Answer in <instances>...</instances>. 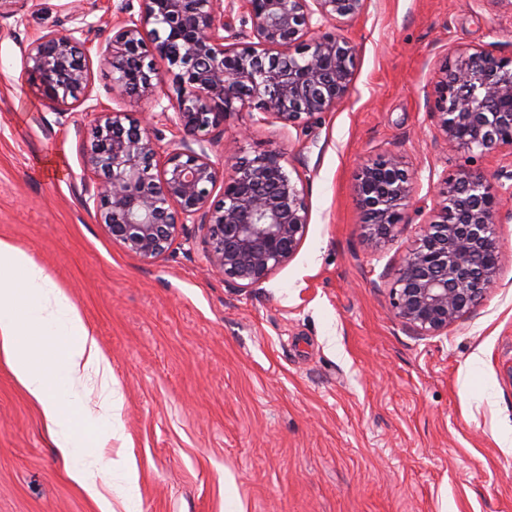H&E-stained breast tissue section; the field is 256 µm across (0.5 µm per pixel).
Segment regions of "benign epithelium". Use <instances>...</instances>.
Listing matches in <instances>:
<instances>
[{
  "label": "benign epithelium",
  "mask_w": 512,
  "mask_h": 512,
  "mask_svg": "<svg viewBox=\"0 0 512 512\" xmlns=\"http://www.w3.org/2000/svg\"><path fill=\"white\" fill-rule=\"evenodd\" d=\"M367 0H142L138 17L112 27L105 61L113 93L150 98L163 82L155 57L174 75L168 95L181 131L177 147L159 153L147 123L115 110L98 113L95 138L82 158L96 176L83 184L112 243L144 261L164 255L187 222L205 230L212 270L234 288H253L297 253L308 227L303 191L283 155L267 151L220 175L203 142L230 112L256 110L296 126L333 112L350 95L356 49L316 34L327 23L362 13ZM238 11L247 42L225 44L226 18ZM93 26L33 39L24 50L27 81L58 112L91 82ZM433 116L439 136L465 154L512 149V54H457L439 71ZM198 148H193V145ZM512 171L463 172L437 183L439 205L421 225L388 288L395 318L418 336H440L487 298L500 272L497 224L501 196H512ZM222 183V200L211 195ZM414 179L401 156L365 164L356 199L363 227L379 242L403 224Z\"/></svg>",
  "instance_id": "7a95c632"
}]
</instances>
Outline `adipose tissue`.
Here are the masks:
<instances>
[{
	"instance_id": "obj_1",
	"label": "adipose tissue",
	"mask_w": 512,
	"mask_h": 512,
	"mask_svg": "<svg viewBox=\"0 0 512 512\" xmlns=\"http://www.w3.org/2000/svg\"><path fill=\"white\" fill-rule=\"evenodd\" d=\"M0 358L39 405L46 428L63 458L98 441L103 422L118 410L121 398L112 386V366L76 306L34 258L0 240ZM99 378L98 410H90L75 392Z\"/></svg>"
}]
</instances>
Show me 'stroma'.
<instances>
[{
  "label": "stroma",
  "mask_w": 512,
  "mask_h": 512,
  "mask_svg": "<svg viewBox=\"0 0 512 512\" xmlns=\"http://www.w3.org/2000/svg\"><path fill=\"white\" fill-rule=\"evenodd\" d=\"M64 0H12L0 16V240L34 257L112 363L119 433L80 464L131 460L100 481L112 512H512V199L497 232L499 280L440 336L394 317L387 288L438 199L431 177L512 166L467 160L437 139L434 86L458 53H512V0H368L325 33L356 48L351 93L297 126L234 112L206 151L223 173L268 150L309 213L296 256L254 288L212 273L186 224L146 262L114 246L79 195L91 107L150 122L161 152L180 139L166 89L112 94L102 54L86 102L55 111L23 75L25 47L70 27ZM393 152L417 176L405 224L364 233L355 183ZM0 512H101L68 473L38 406L0 361Z\"/></svg>",
  "instance_id": "1"
}]
</instances>
